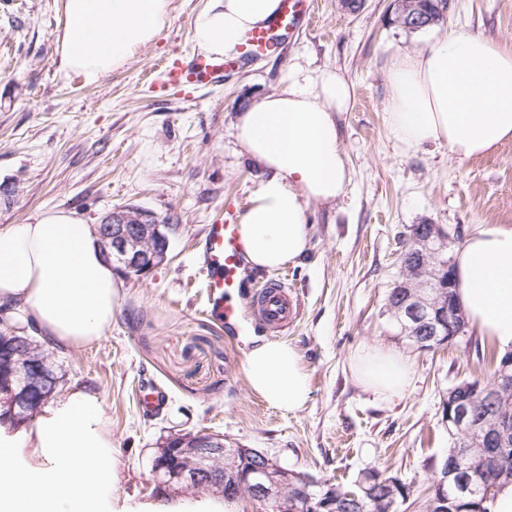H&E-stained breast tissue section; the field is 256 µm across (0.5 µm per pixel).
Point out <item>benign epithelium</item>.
<instances>
[{"instance_id": "benign-epithelium-1", "label": "benign epithelium", "mask_w": 512, "mask_h": 512, "mask_svg": "<svg viewBox=\"0 0 512 512\" xmlns=\"http://www.w3.org/2000/svg\"><path fill=\"white\" fill-rule=\"evenodd\" d=\"M99 234L113 261L125 273L143 275L168 259L170 240L154 214L145 209L116 208L99 225ZM451 233L438 224L418 230L407 244L410 256L399 260L397 287L408 289L398 315L401 335L419 341L426 334L458 336L464 317L453 301V260H444ZM26 386L17 403L38 409L52 394L40 389L51 373L46 361L26 364ZM512 379V353L500 361L496 383L486 388L476 386L469 397L458 398L461 386L448 389V407L443 421L461 438L470 427L476 399L491 401L503 389L502 381ZM242 458L248 464H227L228 458ZM152 470L158 487L170 492L184 488L217 491L223 496L250 498L273 505L274 512H291L297 503L311 502L314 483L294 482V473L276 459L256 448H228L224 437L209 433H177L153 459ZM455 465H443L442 477L435 484L452 483L456 498L474 495L471 488L455 477Z\"/></svg>"}]
</instances>
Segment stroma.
<instances>
[{
  "mask_svg": "<svg viewBox=\"0 0 512 512\" xmlns=\"http://www.w3.org/2000/svg\"><path fill=\"white\" fill-rule=\"evenodd\" d=\"M308 25L277 53L251 59L222 85L187 91L163 84L162 61L192 52L205 0H171L158 37L100 83L59 68L62 0H0V227L30 223L47 208L100 224L113 209L138 207L167 222V261L120 275L121 303L104 338L80 350L49 349L61 379L97 392L112 432L119 476L105 508L135 512H269L242 497L192 490L156 494L151 459L171 431L223 435L230 448H257L294 472L352 485L365 471H390L412 486L400 512H419L448 452L442 401L463 379L485 378L495 345L468 329L438 349L399 336L385 311L407 233L438 224L469 235L480 224L512 225V141L463 161L447 147L402 152L388 132L387 70L404 52L470 33L512 48V0H452L445 19L411 32L394 23L391 0H314ZM335 70L352 86L339 119L350 177L333 203L305 214L310 246L297 264L250 270L239 290L280 281L298 316L272 333L249 321L232 336L203 311L200 246L207 224L243 211L263 177L236 138L238 112L288 85L292 69ZM295 347L310 376L306 407L291 413L252 393L244 375L254 342ZM393 348L411 365L405 395L385 402L355 380L360 348ZM154 382L168 396L157 414L137 396Z\"/></svg>",
  "mask_w": 512,
  "mask_h": 512,
  "instance_id": "stroma-1",
  "label": "stroma"
}]
</instances>
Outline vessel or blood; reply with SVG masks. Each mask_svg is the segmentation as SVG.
<instances>
[{
    "mask_svg": "<svg viewBox=\"0 0 512 512\" xmlns=\"http://www.w3.org/2000/svg\"><path fill=\"white\" fill-rule=\"evenodd\" d=\"M314 0H279L276 15L267 25L249 30L244 36L245 56L264 55L280 50L285 36L296 25L310 18ZM232 60L219 57L190 56L175 60L168 68V79L176 86L204 87L220 82ZM206 309L222 317L229 331L243 334L245 327L238 320L239 307L250 310L254 320L269 328L283 330L297 316L293 296L279 283H269L244 298L242 306L233 299L240 287L245 268L240 250L238 224L235 217L207 225L201 252Z\"/></svg>",
    "mask_w": 512,
    "mask_h": 512,
    "instance_id": "1",
    "label": "vessel or blood"
}]
</instances>
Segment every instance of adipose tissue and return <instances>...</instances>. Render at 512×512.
Masks as SVG:
<instances>
[{"label": "adipose tissue", "instance_id": "adipose-tissue-1", "mask_svg": "<svg viewBox=\"0 0 512 512\" xmlns=\"http://www.w3.org/2000/svg\"><path fill=\"white\" fill-rule=\"evenodd\" d=\"M170 0H63L56 52L64 72L94 84L152 42ZM279 0H206L193 42L204 56L239 55L245 33L267 24ZM391 136L405 152L447 146L468 159L512 141V49L457 34L404 53L388 73ZM352 88L339 73L294 71L286 90L239 112L237 139L265 171L238 216L245 262L258 270L294 264L310 243L305 211L336 201L350 181L338 121ZM456 299L468 322L500 350L512 349V226L481 224L455 252ZM120 306V284L95 226L72 212L47 209L33 222L0 227V309L56 348L100 341ZM359 384L377 398L403 395L411 366L381 345L352 361ZM250 390L294 412L309 399L299 351L262 341L248 352ZM29 452L20 467L17 449ZM101 397L72 386L44 406L34 425L0 434V512H101L117 477Z\"/></svg>", "mask_w": 512, "mask_h": 512}]
</instances>
